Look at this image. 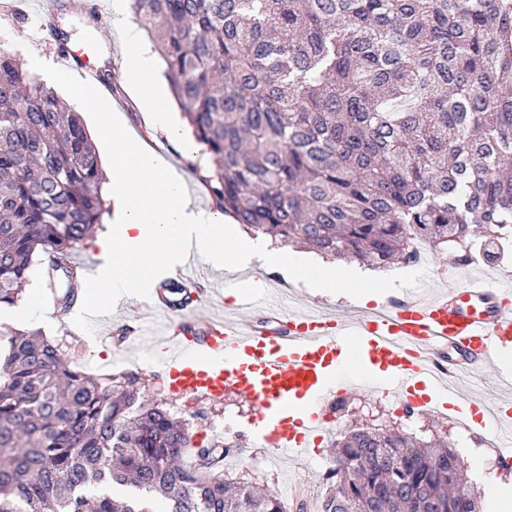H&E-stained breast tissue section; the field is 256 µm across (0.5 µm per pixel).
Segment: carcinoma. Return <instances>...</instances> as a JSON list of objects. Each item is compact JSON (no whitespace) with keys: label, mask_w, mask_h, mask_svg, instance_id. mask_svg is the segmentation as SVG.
<instances>
[{"label":"carcinoma","mask_w":512,"mask_h":512,"mask_svg":"<svg viewBox=\"0 0 512 512\" xmlns=\"http://www.w3.org/2000/svg\"><path fill=\"white\" fill-rule=\"evenodd\" d=\"M212 166L213 204L253 234L384 268L417 240L455 261L512 244V0H130ZM79 113L0 49V305L37 254L67 310L105 211ZM192 287L161 284L157 296ZM93 375L40 330L0 328V512H287L224 476L218 449ZM187 452L198 456L182 464ZM436 440L358 428L321 512H483Z\"/></svg>","instance_id":"obj_1"}]
</instances>
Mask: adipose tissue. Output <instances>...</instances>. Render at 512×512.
I'll list each match as a JSON object with an SVG mask.
<instances>
[{"label": "adipose tissue", "mask_w": 512, "mask_h": 512, "mask_svg": "<svg viewBox=\"0 0 512 512\" xmlns=\"http://www.w3.org/2000/svg\"><path fill=\"white\" fill-rule=\"evenodd\" d=\"M112 25L125 45L124 77L137 91L150 124L171 142H182L179 123L154 80L157 62L144 49L140 28L118 16ZM102 133L112 144L114 212L95 240L99 254L92 280L98 299L143 298L158 277L183 267L190 248L217 270L240 268L259 255V246L239 236L222 211L192 205L180 177L160 154L121 127L106 126ZM268 257L284 275L319 294L332 296L356 284L361 301L380 297L375 280L360 269L311 265L288 250L269 252Z\"/></svg>", "instance_id": "1"}]
</instances>
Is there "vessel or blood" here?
I'll list each match as a JSON object with an SVG mask.
<instances>
[{"mask_svg":"<svg viewBox=\"0 0 512 512\" xmlns=\"http://www.w3.org/2000/svg\"><path fill=\"white\" fill-rule=\"evenodd\" d=\"M287 290L256 279L237 314L224 319L208 314L207 292L163 307L171 334L154 355L170 390L248 396L260 422L254 450L306 454L331 394L367 388L418 412L461 400V381L481 369L512 388V369L498 365L512 341L511 287L474 277L432 296L415 288L390 295L377 312L336 314L285 309ZM475 432L500 434L498 453L512 465V414L484 410Z\"/></svg>","mask_w":512,"mask_h":512,"instance_id":"b4317fda","label":"vessel or blood"}]
</instances>
